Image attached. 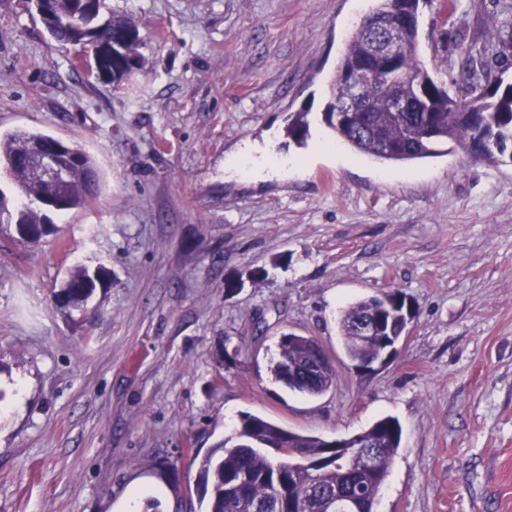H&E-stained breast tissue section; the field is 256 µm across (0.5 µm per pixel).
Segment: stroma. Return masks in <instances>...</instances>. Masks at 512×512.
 <instances>
[{
	"instance_id": "stroma-1",
	"label": "stroma",
	"mask_w": 512,
	"mask_h": 512,
	"mask_svg": "<svg viewBox=\"0 0 512 512\" xmlns=\"http://www.w3.org/2000/svg\"><path fill=\"white\" fill-rule=\"evenodd\" d=\"M508 0H432L420 57L458 76ZM373 0H108L141 38L134 80L102 81L29 0H0V133L80 145L100 190L35 245L0 232V512H199L194 455L241 413L328 439L383 416L403 430L375 512H512V163L383 162L323 122L328 85ZM308 109L309 134H287ZM284 172L231 169L246 146ZM108 277L87 312L53 291ZM398 289V354L356 368L338 320ZM319 339L336 383L275 382L282 334ZM101 276L102 272L99 269L91 273L86 266H75L54 293L56 306L72 309L85 307ZM87 285L91 288H84Z\"/></svg>"
}]
</instances>
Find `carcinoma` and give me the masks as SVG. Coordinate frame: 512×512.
<instances>
[{
	"label": "carcinoma",
	"instance_id": "1",
	"mask_svg": "<svg viewBox=\"0 0 512 512\" xmlns=\"http://www.w3.org/2000/svg\"><path fill=\"white\" fill-rule=\"evenodd\" d=\"M54 40L95 50L108 38L129 36L138 54L137 25L106 13V0H29ZM349 37L331 83L324 121L337 139L378 160L407 162L434 156L437 146L456 144L465 154L493 162L512 159V81L505 79L502 59L512 56V18L501 31L471 46L461 59V85L454 94L432 76L418 59L419 29L400 27V49L389 69L350 85L352 62L370 55L372 21L385 17L395 24L404 13H419L420 0H375ZM405 101L408 112L394 113ZM309 131L307 113L299 112L288 135L303 142ZM56 141L52 135L16 129L0 135V169L14 187L37 207L18 210L0 191V224H26L44 234L53 215L86 206L96 195L99 174L92 156L78 145L55 183L35 172L36 153ZM101 270L76 266L55 291L56 306L81 309L92 296ZM404 294L398 290L359 301L343 311L340 333L353 361L371 359L402 332ZM369 321L373 339L358 341L356 324ZM275 380L301 395L323 394L336 381V366L314 337L283 335L271 368ZM402 428L393 417L374 422L352 436L348 447L327 454L328 440L287 430L260 416L243 413L233 436L198 461L203 512H330L338 500L345 512H374L394 457ZM296 448L302 459L280 470L271 468L273 455Z\"/></svg>",
	"mask_w": 512,
	"mask_h": 512
}]
</instances>
